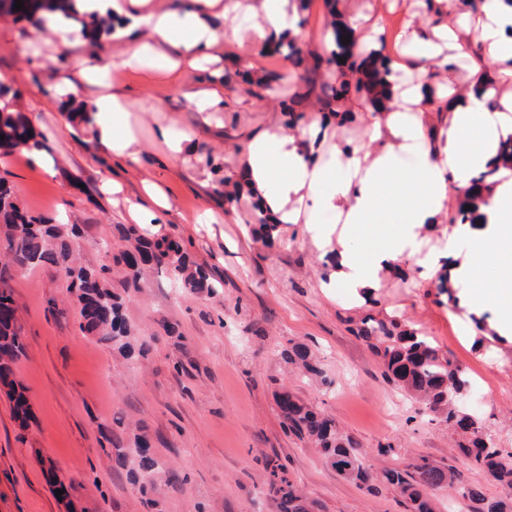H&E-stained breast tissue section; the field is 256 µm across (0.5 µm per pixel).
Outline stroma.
<instances>
[{"mask_svg": "<svg viewBox=\"0 0 512 512\" xmlns=\"http://www.w3.org/2000/svg\"><path fill=\"white\" fill-rule=\"evenodd\" d=\"M260 0H224L206 21L220 36L198 64L165 70V59L147 55L123 70L119 87L128 123L141 153L131 166L118 164L99 142L94 123L69 112L100 94V85L70 91L60 77L78 57L120 62L124 39L93 41L78 28L52 33L26 20L0 16V88L25 112L45 145L53 174L36 168L24 152L0 156V177L32 214L64 216L83 230L81 254L97 268L108 261L101 240H117L130 205L146 203L143 181L158 184L171 209L164 233L220 287L213 295L181 291L168 275L148 272L137 291L124 295V313L147 343L125 357L78 328L74 298L52 266L12 270L11 283L24 325L25 354L16 376L27 387L35 415L28 429L14 422L0 393V512H66L42 468L51 459L68 487L75 512H277L266 496V461L282 464L316 512H411L399 489L375 490L340 476L306 441L288 434L277 395L288 390L333 418L376 466L406 467L426 460L461 469L445 427L431 422L383 374L380 361L353 329L366 315L397 318L427 337L441 356L459 365L473 385L457 399L479 418L504 456L512 457V332L494 331L497 297L473 306L468 285L453 274L452 295L439 278L421 277L418 258L382 275L370 300L357 301L330 287L336 267L303 224H284L274 248L257 240L252 201L226 199L225 177L234 174L252 138L265 131L307 124L324 110L336 86V69H314L327 56L325 42L336 20L383 16L386 30L374 49L392 66L406 48L392 35L405 25L432 27L438 15L423 0H291L297 36L273 39L261 17L247 13ZM300 50L302 63L289 56ZM440 76L466 89L486 72L499 94L512 90V76L474 56L442 65ZM217 89L223 105L205 108L193 92ZM299 105H291L292 97ZM349 120L331 127L327 139L341 148L374 150L369 140L371 105L361 95L342 100ZM187 137L175 159L160 132ZM123 184L108 196L102 185ZM214 211L215 224L198 223ZM174 333H166V326ZM306 344L319 358L325 380L312 381L289 365L282 352ZM150 436V451L163 465L153 477H133V462L117 461L111 435L132 441L136 426ZM389 448L378 456V448ZM157 501L149 510L146 498Z\"/></svg>", "mask_w": 512, "mask_h": 512, "instance_id": "obj_1", "label": "stroma"}]
</instances>
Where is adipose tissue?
Instances as JSON below:
<instances>
[{
  "mask_svg": "<svg viewBox=\"0 0 512 512\" xmlns=\"http://www.w3.org/2000/svg\"><path fill=\"white\" fill-rule=\"evenodd\" d=\"M197 2V10L181 14L147 11V0H85L83 8L122 15L130 27L150 30V40L131 42L124 51L121 67L133 68L149 52L161 56L171 47L191 58L218 42L204 17L221 0ZM473 34L486 57L512 74V0H483L472 30L449 26L428 33L409 25L400 30L398 42L412 50L405 69L406 97L404 103H391L371 115L376 152L321 147L317 124L298 135L279 130L251 141L240 176L276 223H304L324 247L331 245L333 231L318 226L319 214L340 215L356 233V245L336 254L332 287L355 296L374 290L383 271L416 246L419 230L441 223L448 199L465 193L474 172L494 164L499 141L512 134V98L483 84L464 97L449 98L440 142L433 146L427 141V119L437 104L424 93L431 75L426 62L438 56L443 42L457 54H468ZM93 110L102 143L127 163H137L136 137L111 132L112 122L125 110L122 95L97 97ZM474 220L475 228L464 229L461 236L469 249L460 267L474 304H481L488 288L505 296L498 319L505 327L512 323V280L501 279L499 271L512 268V178L482 192Z\"/></svg>",
  "mask_w": 512,
  "mask_h": 512,
  "instance_id": "obj_1",
  "label": "adipose tissue"
}]
</instances>
